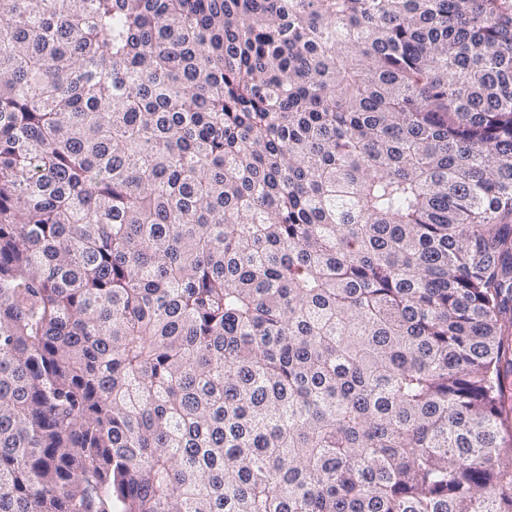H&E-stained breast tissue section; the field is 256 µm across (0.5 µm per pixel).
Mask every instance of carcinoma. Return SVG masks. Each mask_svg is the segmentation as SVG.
I'll use <instances>...</instances> for the list:
<instances>
[{
	"mask_svg": "<svg viewBox=\"0 0 512 512\" xmlns=\"http://www.w3.org/2000/svg\"><path fill=\"white\" fill-rule=\"evenodd\" d=\"M512 0H0V512H512Z\"/></svg>",
	"mask_w": 512,
	"mask_h": 512,
	"instance_id": "obj_1",
	"label": "carcinoma"
}]
</instances>
